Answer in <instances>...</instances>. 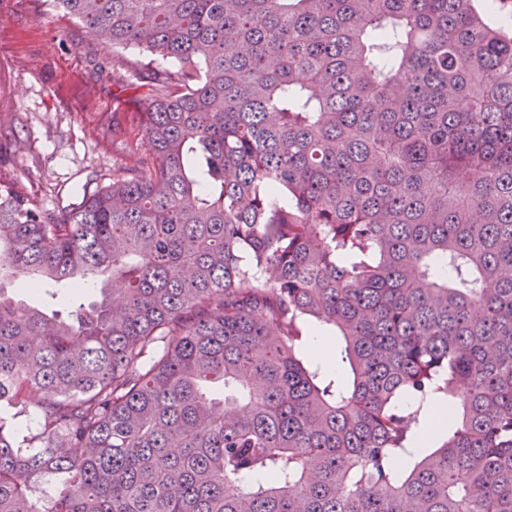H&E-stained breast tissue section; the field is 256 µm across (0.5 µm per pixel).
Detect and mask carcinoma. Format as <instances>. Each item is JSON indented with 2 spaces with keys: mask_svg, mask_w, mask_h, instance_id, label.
Segmentation results:
<instances>
[{
  "mask_svg": "<svg viewBox=\"0 0 512 512\" xmlns=\"http://www.w3.org/2000/svg\"><path fill=\"white\" fill-rule=\"evenodd\" d=\"M50 2L149 61L134 165L0 180V512H512L505 0ZM9 288L10 293L17 299H22L27 303L45 306L48 309H55L67 313L68 306L66 300L63 299L65 296H70L71 291L67 288H51L50 292L57 289L59 292L56 300L51 299L50 294L34 293L28 287L27 282L23 278H15Z\"/></svg>",
  "mask_w": 512,
  "mask_h": 512,
  "instance_id": "cac0c4a2",
  "label": "carcinoma"
}]
</instances>
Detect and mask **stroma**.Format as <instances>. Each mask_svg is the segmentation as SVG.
Segmentation results:
<instances>
[{
    "label": "stroma",
    "mask_w": 512,
    "mask_h": 512,
    "mask_svg": "<svg viewBox=\"0 0 512 512\" xmlns=\"http://www.w3.org/2000/svg\"><path fill=\"white\" fill-rule=\"evenodd\" d=\"M139 61L45 0H0V178L61 211L129 164L112 135L113 113L126 109L112 68Z\"/></svg>",
    "instance_id": "obj_1"
}]
</instances>
